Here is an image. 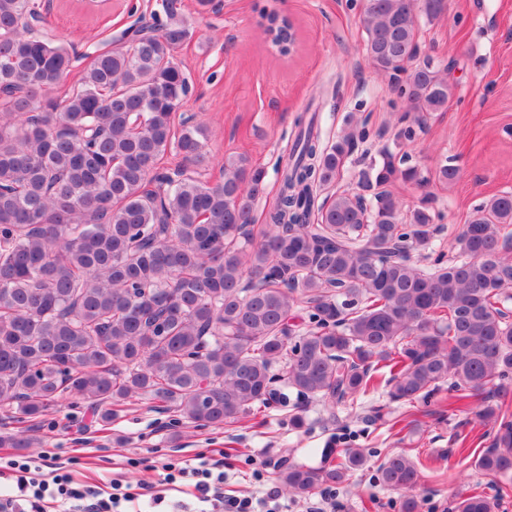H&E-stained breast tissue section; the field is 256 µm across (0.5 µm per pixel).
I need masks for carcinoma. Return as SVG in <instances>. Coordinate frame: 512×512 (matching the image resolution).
Instances as JSON below:
<instances>
[{
    "mask_svg": "<svg viewBox=\"0 0 512 512\" xmlns=\"http://www.w3.org/2000/svg\"><path fill=\"white\" fill-rule=\"evenodd\" d=\"M448 0H364L365 50L414 112H441L452 86L418 55V12ZM184 0H160L130 44L96 54L79 82L54 91L67 50L41 36L35 0H0V409L34 420L66 399L100 430L148 396L200 426L232 425L284 394L354 407L385 388L412 404L443 383L454 411L497 427L475 466L496 485L474 487L455 512H498L512 495V193L474 209L455 254L423 267L415 253L444 229L425 198L402 210L390 190L421 181L384 153L369 203L336 193L345 155L366 131L322 147L297 120L276 203L252 224L266 173L244 155L210 166L205 134L175 124L191 90L177 51L191 38ZM282 54L285 16L267 15ZM182 157L162 165L170 151ZM24 431L0 448H29ZM319 467L283 463V490L305 496L348 485L363 448L329 450ZM420 512L419 469L405 452L376 470Z\"/></svg>",
    "mask_w": 512,
    "mask_h": 512,
    "instance_id": "1",
    "label": "carcinoma"
}]
</instances>
